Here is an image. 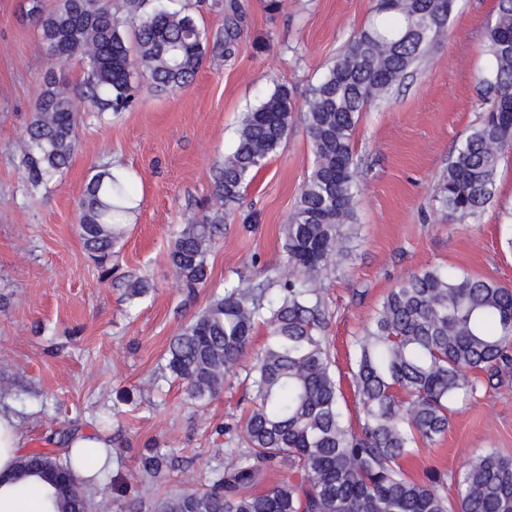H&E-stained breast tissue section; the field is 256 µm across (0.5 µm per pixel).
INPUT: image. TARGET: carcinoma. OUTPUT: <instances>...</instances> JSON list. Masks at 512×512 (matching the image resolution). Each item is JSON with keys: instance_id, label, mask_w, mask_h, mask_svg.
<instances>
[{"instance_id": "obj_1", "label": "carcinoma", "mask_w": 512, "mask_h": 512, "mask_svg": "<svg viewBox=\"0 0 512 512\" xmlns=\"http://www.w3.org/2000/svg\"><path fill=\"white\" fill-rule=\"evenodd\" d=\"M455 0H378L376 15L353 36L297 107L278 85L244 113L233 151L216 167L209 210L182 225L168 252L188 297L210 281L208 254L224 215L288 136L303 124L313 162L285 225L286 261L270 287L226 286L171 340L161 377L185 384L203 404L245 373L252 407L224 432L237 441L230 462L199 486L158 499L153 512H512V459L480 450L454 480L455 500L435 476L412 480L401 462L448 429L451 406L512 368V288L489 279L425 269L402 280L351 342L352 382L363 412L359 429L343 415L341 391L325 344L322 272L348 251L342 228L358 204L353 134L361 112L388 96L443 35ZM41 48L58 64L76 60L82 80L46 76L24 130L20 166L33 187L58 179L78 146L80 109L97 115L131 108L135 75L160 91L189 85L214 46L229 56L241 33L237 3L210 37L179 0H29ZM494 67L487 111L456 148L439 186L445 216L463 222L494 194L500 156L512 144V0H498L486 32ZM128 188L104 167L78 201V232L88 256L110 279L109 263L126 232ZM132 300L149 294L143 277L124 282ZM266 332L254 350L252 338ZM143 471L174 469L161 451L142 456ZM289 474L261 488L268 473ZM14 468L50 491L52 512H90L82 478L49 453L21 455Z\"/></svg>"}]
</instances>
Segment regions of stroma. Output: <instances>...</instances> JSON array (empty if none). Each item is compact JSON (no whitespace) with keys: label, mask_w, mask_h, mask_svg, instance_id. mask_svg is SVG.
<instances>
[{"label":"stroma","mask_w":512,"mask_h":512,"mask_svg":"<svg viewBox=\"0 0 512 512\" xmlns=\"http://www.w3.org/2000/svg\"><path fill=\"white\" fill-rule=\"evenodd\" d=\"M243 11L231 56L208 52L194 81L176 92L139 79L135 107L114 118L84 117L78 150L62 177L31 188L17 146L48 71L77 83L78 62L54 64L40 50L27 0H0V406L20 420L24 452L65 459V432L112 441V484L89 486L98 512H126L138 500L184 489L185 473L204 479L223 464L226 436L217 426L238 418L249 391L233 381L203 406L178 383H155L171 339L212 290L256 285L283 263L284 225L312 166L301 123L244 188L224 220V240L208 256L211 281L186 301L167 256L188 217L203 213L214 167L233 149L241 112L279 84L304 101L325 68L368 21L375 0H192L209 33L223 26L230 2ZM497 0H456L431 57L389 99L361 113L353 148L359 203L350 255L323 273L319 290L332 369L351 424L362 413L351 382L350 342L407 275L436 268L512 287V249L502 233L512 222V149L502 155L493 201L466 223L447 220L436 187L454 148L485 110L493 59L485 33ZM109 166L132 187L127 233L105 281L78 235L77 201L92 171ZM148 278L153 292L128 300L115 280ZM158 448L180 464L149 479L140 458ZM482 448L512 458V371L456 404L448 430L419 443L403 468L415 479L440 473L445 484Z\"/></svg>","instance_id":"35a3bbf8"}]
</instances>
